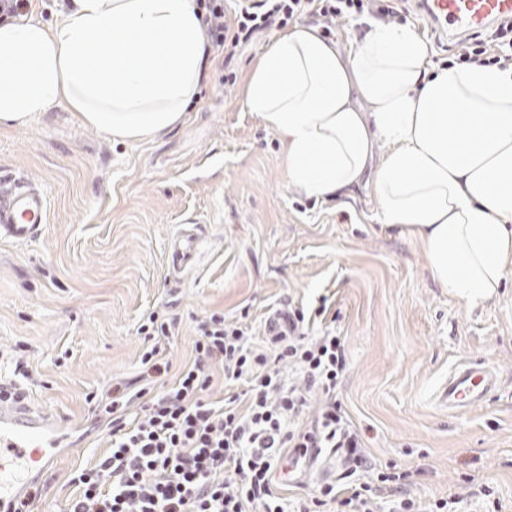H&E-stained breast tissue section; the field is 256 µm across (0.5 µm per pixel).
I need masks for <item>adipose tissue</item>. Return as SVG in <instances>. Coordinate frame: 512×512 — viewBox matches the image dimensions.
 <instances>
[{
	"label": "adipose tissue",
	"mask_w": 512,
	"mask_h": 512,
	"mask_svg": "<svg viewBox=\"0 0 512 512\" xmlns=\"http://www.w3.org/2000/svg\"><path fill=\"white\" fill-rule=\"evenodd\" d=\"M196 13L194 0H72L54 26L0 24V124L64 104L123 140L176 127L207 66ZM428 55L409 24H371L346 55L300 25L252 65L245 106L281 136L290 184L324 199L369 189L383 224L474 308L512 274V74Z\"/></svg>",
	"instance_id": "1"
}]
</instances>
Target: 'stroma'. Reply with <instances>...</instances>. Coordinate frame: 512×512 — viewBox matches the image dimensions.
<instances>
[{
	"label": "stroma",
	"instance_id": "35a3bbf8",
	"mask_svg": "<svg viewBox=\"0 0 512 512\" xmlns=\"http://www.w3.org/2000/svg\"><path fill=\"white\" fill-rule=\"evenodd\" d=\"M403 7L395 22L417 29L431 66L447 65L463 39L440 35L412 0ZM271 41L240 54L226 85L210 51L183 123L148 141L112 138L65 106L0 125V179L22 173L50 192L41 239L0 242V379L26 362L27 400L68 429L31 512H65L72 473L106 451L92 398L118 381L140 388L143 313L175 319L161 351L177 369L193 357L195 319L220 312L257 329L282 304L323 301L345 338L339 399L366 454L410 472L423 503L512 512V277L497 299L466 307L434 279L417 241L381 223L369 190L319 200L294 189L280 137L244 106L251 66ZM182 224L200 225L202 255L171 278L165 253ZM464 359L494 364L500 386L451 413L438 392ZM344 469L323 450L280 493L295 500Z\"/></svg>",
	"mask_w": 512,
	"mask_h": 512
}]
</instances>
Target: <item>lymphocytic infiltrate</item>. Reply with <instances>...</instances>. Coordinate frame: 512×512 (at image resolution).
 <instances>
[{"label":"lymphocytic infiltrate","instance_id":"lymphocytic-infiltrate-1","mask_svg":"<svg viewBox=\"0 0 512 512\" xmlns=\"http://www.w3.org/2000/svg\"><path fill=\"white\" fill-rule=\"evenodd\" d=\"M373 0H197L208 40L231 64L260 32L279 29L304 15L333 21L371 10ZM458 63L512 68V18L496 23L487 38L474 40ZM326 306L312 312L284 308L268 317L263 344L241 323L212 313L198 320L194 358L172 372L158 348L145 351L147 376L167 378L162 390L128 392L112 386L102 405L110 446L98 465L76 471L78 489L67 512H376L387 494L391 512H446V500L423 508L406 490L407 474L380 470L365 454L336 387L347 368L342 337L315 334ZM300 372L287 380V367ZM239 392L213 402L207 397L215 371ZM322 396L317 416L304 422L312 392ZM325 448H343L368 480L336 488L324 483L287 506L273 478L285 463L312 458Z\"/></svg>","mask_w":512,"mask_h":512}]
</instances>
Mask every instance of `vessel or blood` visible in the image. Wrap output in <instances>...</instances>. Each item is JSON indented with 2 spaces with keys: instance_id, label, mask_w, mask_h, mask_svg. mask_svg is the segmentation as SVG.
<instances>
[{
  "instance_id": "1",
  "label": "vessel or blood",
  "mask_w": 512,
  "mask_h": 512,
  "mask_svg": "<svg viewBox=\"0 0 512 512\" xmlns=\"http://www.w3.org/2000/svg\"><path fill=\"white\" fill-rule=\"evenodd\" d=\"M431 24L451 35H469L487 28L501 17H512V0H422ZM48 193L19 175L0 180V241L28 244L41 238L49 222ZM199 226L180 228L171 244L168 270L176 275L188 268L199 250ZM499 376L481 361L455 366L440 393L448 409L461 412L482 403L494 392ZM63 440L59 420L44 409L21 400H0V512H11L14 503L29 493L36 465L47 449Z\"/></svg>"
}]
</instances>
